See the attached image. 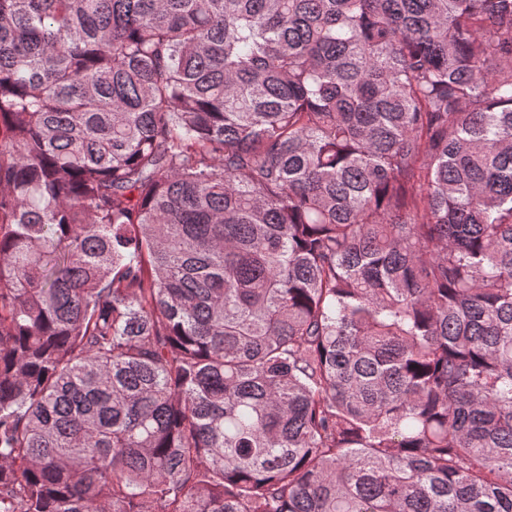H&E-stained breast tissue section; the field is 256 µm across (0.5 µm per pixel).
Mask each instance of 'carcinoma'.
<instances>
[{"label": "carcinoma", "mask_w": 512, "mask_h": 512, "mask_svg": "<svg viewBox=\"0 0 512 512\" xmlns=\"http://www.w3.org/2000/svg\"><path fill=\"white\" fill-rule=\"evenodd\" d=\"M0 512H512V0H0Z\"/></svg>", "instance_id": "1"}]
</instances>
